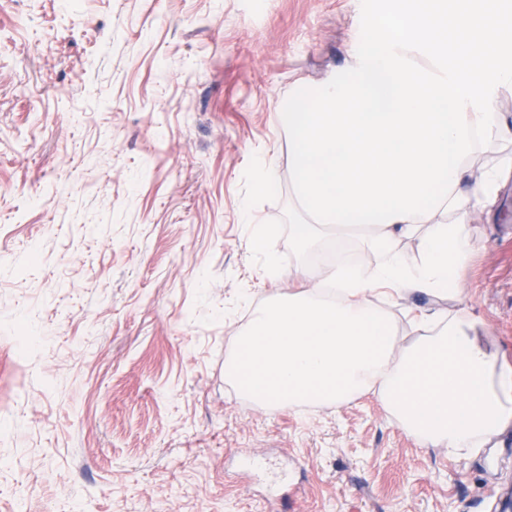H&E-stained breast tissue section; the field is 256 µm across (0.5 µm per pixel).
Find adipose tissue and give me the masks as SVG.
Returning a JSON list of instances; mask_svg holds the SVG:
<instances>
[{"label": "adipose tissue", "mask_w": 512, "mask_h": 512, "mask_svg": "<svg viewBox=\"0 0 512 512\" xmlns=\"http://www.w3.org/2000/svg\"><path fill=\"white\" fill-rule=\"evenodd\" d=\"M407 35L366 12L361 37L322 80L278 99L288 139L299 249L316 227L358 239L374 264H338L322 283L271 297L235 339L226 374L262 405L334 406L371 391L413 440L452 460L477 455L512 428V363L477 339L458 311L471 261L469 218L491 211L512 176L498 112L512 94V12L503 0H405ZM417 242L413 259L401 240ZM417 294L416 335L403 340L387 301ZM448 309H441V302Z\"/></svg>", "instance_id": "1"}]
</instances>
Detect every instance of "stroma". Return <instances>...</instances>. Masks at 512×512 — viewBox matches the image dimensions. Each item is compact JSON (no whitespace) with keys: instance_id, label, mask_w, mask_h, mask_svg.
Returning a JSON list of instances; mask_svg holds the SVG:
<instances>
[{"instance_id":"1","label":"stroma","mask_w":512,"mask_h":512,"mask_svg":"<svg viewBox=\"0 0 512 512\" xmlns=\"http://www.w3.org/2000/svg\"><path fill=\"white\" fill-rule=\"evenodd\" d=\"M370 8L399 5L0 0V512H494L512 493V430L452 460L374 394L265 407L224 373L320 253L368 256L323 227L297 253L275 104L344 61ZM469 229L463 306L512 361V180Z\"/></svg>"}]
</instances>
